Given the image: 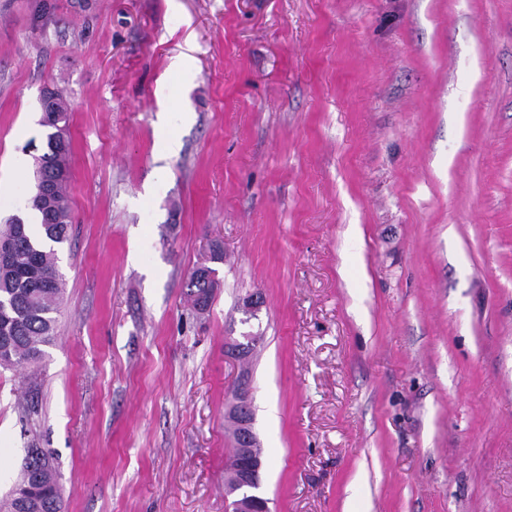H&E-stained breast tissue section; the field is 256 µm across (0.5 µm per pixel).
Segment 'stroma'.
Wrapping results in <instances>:
<instances>
[{
    "label": "stroma",
    "instance_id": "35a3bbf8",
    "mask_svg": "<svg viewBox=\"0 0 512 512\" xmlns=\"http://www.w3.org/2000/svg\"><path fill=\"white\" fill-rule=\"evenodd\" d=\"M48 87L73 233L0 500L33 446L63 512H231L244 373L271 512H512V0H0V225Z\"/></svg>",
    "mask_w": 512,
    "mask_h": 512
}]
</instances>
